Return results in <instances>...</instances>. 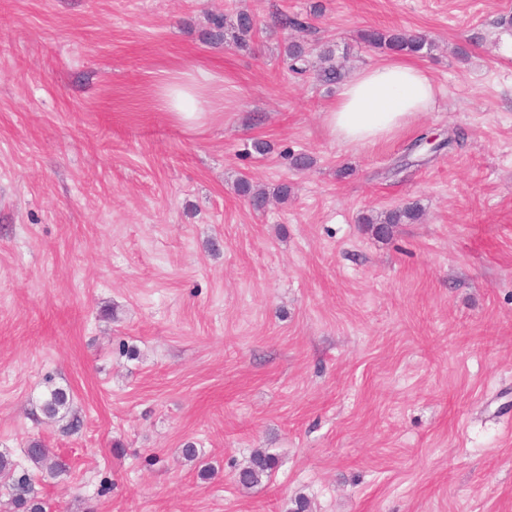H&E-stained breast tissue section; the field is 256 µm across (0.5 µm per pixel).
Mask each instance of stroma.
Listing matches in <instances>:
<instances>
[{
  "label": "stroma",
  "instance_id": "obj_1",
  "mask_svg": "<svg viewBox=\"0 0 512 512\" xmlns=\"http://www.w3.org/2000/svg\"><path fill=\"white\" fill-rule=\"evenodd\" d=\"M239 10L310 15L305 40L355 71L386 57L363 30L430 34L437 102L346 152L322 123L336 87L290 73L284 35L206 42ZM510 14L0 0V452L30 469L37 439L66 463L34 481L46 512H512ZM195 69L218 116L188 131L160 92ZM242 177L291 196L254 210ZM412 202L422 219L386 237L361 222ZM56 387L78 431L42 413ZM258 449L276 467L243 488Z\"/></svg>",
  "mask_w": 512,
  "mask_h": 512
}]
</instances>
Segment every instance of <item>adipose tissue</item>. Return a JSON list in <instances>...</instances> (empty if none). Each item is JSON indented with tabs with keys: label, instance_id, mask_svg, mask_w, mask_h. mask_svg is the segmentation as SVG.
I'll use <instances>...</instances> for the list:
<instances>
[{
	"label": "adipose tissue",
	"instance_id": "obj_1",
	"mask_svg": "<svg viewBox=\"0 0 512 512\" xmlns=\"http://www.w3.org/2000/svg\"><path fill=\"white\" fill-rule=\"evenodd\" d=\"M204 72H183L166 86L163 103L175 122L195 128L212 115L202 92ZM439 88L421 67L390 59L352 74L322 123L330 138L357 152L388 139L408 127L434 105Z\"/></svg>",
	"mask_w": 512,
	"mask_h": 512
}]
</instances>
